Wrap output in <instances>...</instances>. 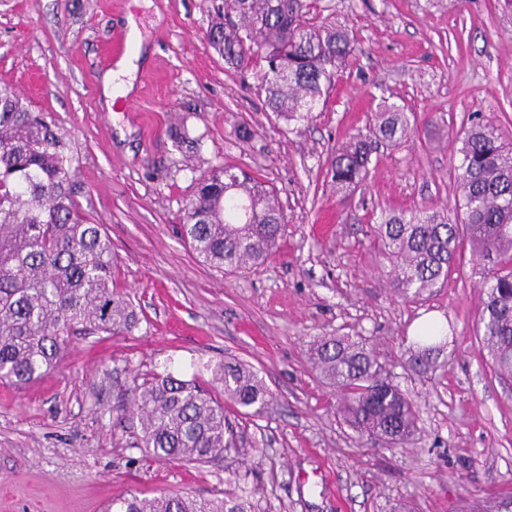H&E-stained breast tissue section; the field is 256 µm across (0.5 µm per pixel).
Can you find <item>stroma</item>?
<instances>
[{
  "label": "stroma",
  "instance_id": "1",
  "mask_svg": "<svg viewBox=\"0 0 512 512\" xmlns=\"http://www.w3.org/2000/svg\"><path fill=\"white\" fill-rule=\"evenodd\" d=\"M309 19L358 52L308 120L270 112L253 69L229 71L204 32L213 0H0V83L64 134L87 222L112 240V279L140 324L73 334L60 364L0 384V512H104L111 500L247 493L255 512H468L512 498V387L480 351V282L463 249L449 284L403 298L378 246L382 215L454 206L462 131L477 112L512 144V12L504 0H309ZM135 19L144 61L106 106L107 53ZM410 132L379 145L364 184L331 161L371 134L383 103ZM185 125L197 148L178 150ZM220 164L276 188L288 217L262 265L221 271L182 237L197 182ZM428 321L446 343L426 371L410 343ZM320 336L366 338L414 402L417 430L389 448L358 437L313 367ZM227 361L270 392L261 413L225 404L237 449L207 463L138 446L123 394L171 370L213 387Z\"/></svg>",
  "mask_w": 512,
  "mask_h": 512
}]
</instances>
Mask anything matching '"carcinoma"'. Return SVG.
<instances>
[{
  "label": "carcinoma",
  "instance_id": "cac0c4a2",
  "mask_svg": "<svg viewBox=\"0 0 512 512\" xmlns=\"http://www.w3.org/2000/svg\"><path fill=\"white\" fill-rule=\"evenodd\" d=\"M303 0H224L204 37L235 70L256 71L270 111L285 122L308 119L356 55L349 34L305 15ZM408 134L404 113H381L373 136ZM372 142L357 136L336 152L332 178L354 188L368 174ZM456 167L459 203L381 218L377 235L392 265V284L420 297L447 285L463 244L480 260V344L498 377L512 379V148L484 119L462 131ZM72 156L63 134L0 84V381L22 386L54 369L71 333L130 334L139 318L128 296L112 286V244L82 218ZM285 228L276 189L220 164L197 185L183 233L215 268L238 270L268 260ZM446 339L425 327L410 352L425 365ZM313 365L342 394L340 413L358 432L388 446L408 443L416 428L413 403L393 371L363 339L324 336L311 348ZM227 401L262 408L269 392L246 365L224 364L218 378ZM139 428L138 446L164 461L210 462L237 447L224 404L195 380L166 370L146 374L125 393ZM106 512H250L238 496L197 500L181 494L111 501Z\"/></svg>",
  "mask_w": 512,
  "mask_h": 512
}]
</instances>
